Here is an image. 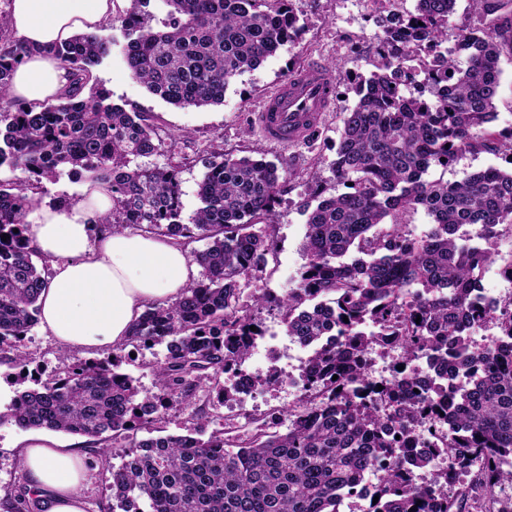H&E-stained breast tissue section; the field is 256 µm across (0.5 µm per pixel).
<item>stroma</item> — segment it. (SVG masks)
<instances>
[{"label": "stroma", "mask_w": 512, "mask_h": 512, "mask_svg": "<svg viewBox=\"0 0 512 512\" xmlns=\"http://www.w3.org/2000/svg\"><path fill=\"white\" fill-rule=\"evenodd\" d=\"M292 6L306 24L301 39L268 57L257 69L239 76L227 88L220 105L181 109L150 94L127 69L122 52L125 39L117 26L105 28V37L113 39L114 45L109 56L93 70L94 80L111 90L114 103L133 106L151 116L164 148L151 156L148 163L160 167L179 166L183 222H190L200 205L198 184L205 172L204 163L213 152L224 150L262 156L287 171L278 219L267 229L273 249L267 256L266 269L260 279L244 285L245 293L260 290L272 300L287 292L304 262L306 217L302 205L308 197V172L319 171L326 195L344 190L334 177L332 163L344 113L356 103L348 78L371 70L377 19L383 13L380 0H292ZM319 63L335 70L337 99L333 111L328 113L314 138L290 148L268 146L252 120V109L258 98L283 82L288 73ZM511 165L502 154L465 152L448 168L430 169L428 177L454 183L490 166L505 169ZM18 348L30 358V371L44 380L91 356L87 350L62 349L55 338L38 325ZM166 354L165 347L160 345L134 353L122 351L119 370L135 380L142 394L154 393V370ZM239 410L231 403L220 404L216 393L201 390L195 405L173 404L160 410L156 428L162 435L192 433L204 440L221 429L238 434L242 431ZM27 435L26 429L12 422H0L1 493L16 491L22 481L17 447ZM62 440L77 445L87 457L82 487L87 512H112V469L121 464L125 449L112 447L108 442L98 446L80 435L66 434Z\"/></svg>", "instance_id": "obj_1"}]
</instances>
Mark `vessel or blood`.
I'll return each mask as SVG.
<instances>
[{"label":"vessel or blood","mask_w":512,"mask_h":512,"mask_svg":"<svg viewBox=\"0 0 512 512\" xmlns=\"http://www.w3.org/2000/svg\"><path fill=\"white\" fill-rule=\"evenodd\" d=\"M336 98V79L321 66L298 71L270 92L253 122L270 143L288 146L306 139L323 121Z\"/></svg>","instance_id":"obj_1"}]
</instances>
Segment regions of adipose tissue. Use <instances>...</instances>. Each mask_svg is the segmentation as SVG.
<instances>
[{"label": "adipose tissue", "mask_w": 512, "mask_h": 512, "mask_svg": "<svg viewBox=\"0 0 512 512\" xmlns=\"http://www.w3.org/2000/svg\"><path fill=\"white\" fill-rule=\"evenodd\" d=\"M125 0H11L9 26L27 44L94 32ZM71 76L61 63L35 54L16 68L10 94L36 103L58 95ZM112 207L106 187L86 184L67 206L42 207L29 226L32 245L51 261L39 298L40 323L67 349L104 350L124 342L145 304L175 300L189 281L185 251L171 241L127 231L93 232L91 219ZM21 463L45 512H85L83 459L49 434L25 438Z\"/></svg>", "instance_id": "1"}]
</instances>
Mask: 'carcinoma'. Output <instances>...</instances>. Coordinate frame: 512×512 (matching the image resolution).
<instances>
[{"mask_svg": "<svg viewBox=\"0 0 512 512\" xmlns=\"http://www.w3.org/2000/svg\"><path fill=\"white\" fill-rule=\"evenodd\" d=\"M162 2L168 11L159 26L148 10L151 0H129L116 22L127 37L131 76L182 108L222 103L233 79L303 31L291 0ZM501 2L471 0L488 19L463 29L452 48L445 43L456 0H416L414 11H390L377 21L373 70L351 77L357 102L345 113L333 162L347 191L324 198L318 173L309 172L305 262L278 300L287 335L296 341L317 340L330 319L346 336L342 349L321 350L311 364V390L321 402L313 408L300 401L283 432L251 417L245 436L222 431L206 441L191 435L138 440L128 432L149 428L159 410L192 402L202 388L233 400L218 376L247 358L246 337L262 335L241 285L260 277L267 262V226L276 220L284 177L263 157L215 152L198 184L200 206L192 223H183L179 168L145 163L163 147L150 118L90 84L110 42L95 32L29 46L11 36L8 12L0 10V100L8 101L0 108V167L24 174L0 183V351L14 348L38 323V299L49 283V260L27 236L34 208L28 191L43 181L66 174L106 185L112 210L93 220L97 228L205 242L193 254L202 279L172 302L146 304L118 346H165L156 393L141 399L131 378L89 360L19 392L7 417L22 428L129 448L112 471V499L121 512H337L395 447L385 423L396 420L409 433L436 407L443 412L438 433L448 432V466L426 485L399 462L377 470L379 499L369 512H472L484 497L498 502L500 492L512 489V316L496 319L482 303L480 282L492 253L467 245L457 229L480 224L489 239L500 225L512 227V169L489 167L452 184L425 175L463 152L512 155V126L489 127L497 117L501 58H512V10L499 12ZM33 53L59 60L72 80L47 101L18 103L10 97L13 71ZM420 208L433 227L410 238L401 217ZM353 250L361 257L344 261ZM480 320L498 329L500 347L467 346L470 327ZM384 331L399 337L404 360L425 356L438 375L463 373L468 382L449 390L432 380L434 407L402 389L377 402L365 398L361 356ZM440 452L432 443L415 449L410 462L425 467ZM472 458L483 469L469 487L448 495ZM14 512H43L38 494L20 489Z\"/></svg>", "mask_w": 512, "mask_h": 512, "instance_id": "carcinoma-1", "label": "carcinoma"}]
</instances>
